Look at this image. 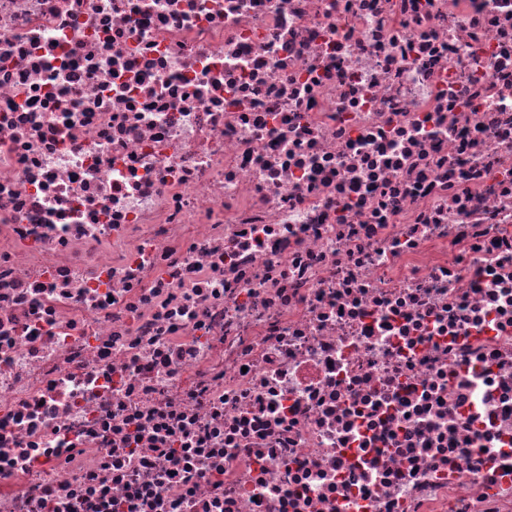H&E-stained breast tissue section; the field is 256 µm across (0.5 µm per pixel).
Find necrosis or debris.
<instances>
[{"label":"necrosis or debris","mask_w":512,"mask_h":512,"mask_svg":"<svg viewBox=\"0 0 512 512\" xmlns=\"http://www.w3.org/2000/svg\"><path fill=\"white\" fill-rule=\"evenodd\" d=\"M0 512H512V0H0Z\"/></svg>","instance_id":"obj_1"}]
</instances>
